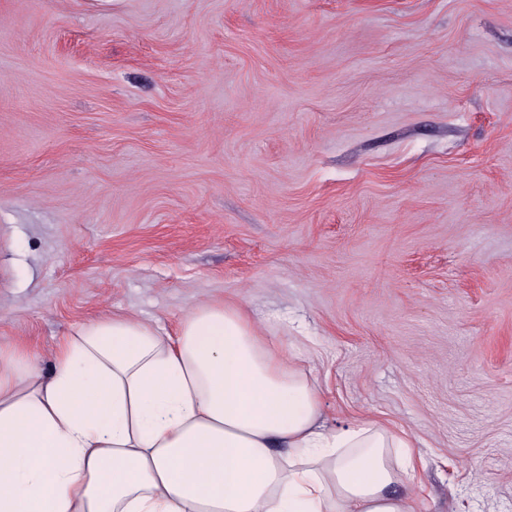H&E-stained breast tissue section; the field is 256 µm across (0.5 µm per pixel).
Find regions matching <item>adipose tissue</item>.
<instances>
[{"instance_id":"1","label":"adipose tissue","mask_w":512,"mask_h":512,"mask_svg":"<svg viewBox=\"0 0 512 512\" xmlns=\"http://www.w3.org/2000/svg\"><path fill=\"white\" fill-rule=\"evenodd\" d=\"M411 442L328 427L316 382L237 305L84 323L50 369L0 347V512H416Z\"/></svg>"}]
</instances>
